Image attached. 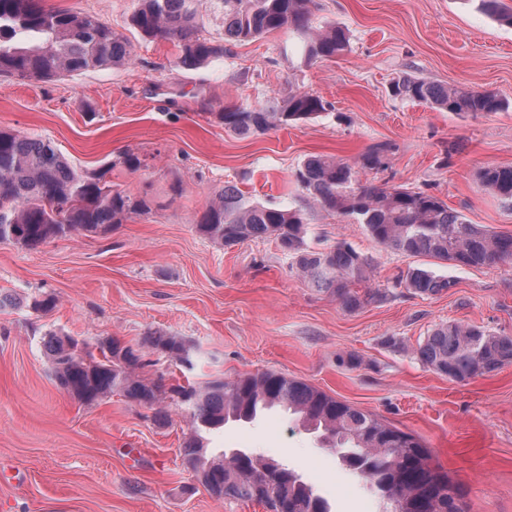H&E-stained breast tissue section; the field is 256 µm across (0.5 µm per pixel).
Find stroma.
I'll list each match as a JSON object with an SVG mask.
<instances>
[{"label": "stroma", "mask_w": 512, "mask_h": 512, "mask_svg": "<svg viewBox=\"0 0 512 512\" xmlns=\"http://www.w3.org/2000/svg\"><path fill=\"white\" fill-rule=\"evenodd\" d=\"M88 14L123 34L122 65L46 80L0 75V130L49 139L84 174L108 168L113 190L148 211L104 235L72 233L28 249L0 243V512H266L219 500L181 454L193 430L114 394L85 405L63 392L42 340L55 331L90 344L116 337L140 346L153 333L193 346L186 370L147 355L148 381L201 384L267 370L306 381L416 436L433 465L465 492L468 512H512V364L466 383L423 365L414 350L438 325L474 324L512 336V264L459 268L377 246L363 225L322 212L296 173L313 155L351 163L389 145L385 169L361 182L422 189L472 224L512 234V204L482 191L476 173L512 166V24L478 0H314L312 24L344 29L342 55L305 64L287 29L232 45L197 69L176 67L173 42L142 39L128 25L131 0H43ZM412 75L464 90H489L502 110L459 115L393 96ZM309 92L318 117L240 136L216 117L228 105L282 101ZM140 157L138 170L123 163ZM251 200L303 210L306 243L344 241L372 260L346 309L321 294L275 241L226 247L196 222L225 186ZM424 267L453 280L436 295L401 285ZM51 296L43 314L25 299ZM210 453L237 448L283 462L327 500L331 512H382L369 482L342 465L328 441L287 412H263L206 434Z\"/></svg>", "instance_id": "stroma-1"}]
</instances>
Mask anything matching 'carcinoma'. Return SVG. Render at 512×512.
<instances>
[{"label":"carcinoma","instance_id":"carcinoma-1","mask_svg":"<svg viewBox=\"0 0 512 512\" xmlns=\"http://www.w3.org/2000/svg\"><path fill=\"white\" fill-rule=\"evenodd\" d=\"M132 0L130 24L143 36L177 44L176 66L192 68L221 59L228 45L289 28L302 41L308 63L346 50L344 30L333 26L310 31L313 0ZM489 16L512 24L501 0H479ZM224 31L216 40L202 39L206 24ZM131 59L129 41L92 15L50 10L42 0H0V75L49 79ZM394 95L431 107L467 115L496 112L503 101L487 90H462L406 75L392 86ZM326 110V102L296 92L275 107L227 106L219 113L224 130L237 135L264 133L274 127L306 122ZM386 146L362 155L363 169L385 166ZM106 172L80 173L51 142L0 130V242L36 248L73 232L101 235L131 211L144 210L112 191ZM297 181L327 213H339L364 226L380 247L412 256H427L457 267L512 263V234L494 233L469 223L440 198L424 191L388 189L363 184L355 165L327 156L308 158ZM479 186L512 201V167H486L477 172ZM197 230L208 239L233 246L252 238H271L288 252L302 276L319 292L339 299L347 309L375 298L355 287L367 281L371 259L345 242L327 249L307 246L299 209L271 207L249 200L227 185L199 217ZM405 286L435 295L454 281L424 268L409 270ZM49 371L75 400L89 405L118 392L167 420L160 407L172 399L188 410L194 435L184 443L183 460L200 474L207 491L218 499L257 501L270 512H309L315 494L295 471L268 468V460L249 457L240 464L218 463L207 454L201 433L229 421H249L262 410L282 408L306 429L322 431L334 447L360 461L359 475L382 493L390 512H466L463 493L431 463L428 448L415 436L317 387L278 372L248 374L226 381L214 378L203 386L146 382L136 370L141 350L167 351L193 367L191 349L177 336L151 334L135 349L117 338L98 345L49 332L43 338ZM434 372L457 383L512 364V336L479 326L448 322L436 327L415 350Z\"/></svg>","mask_w":512,"mask_h":512}]
</instances>
